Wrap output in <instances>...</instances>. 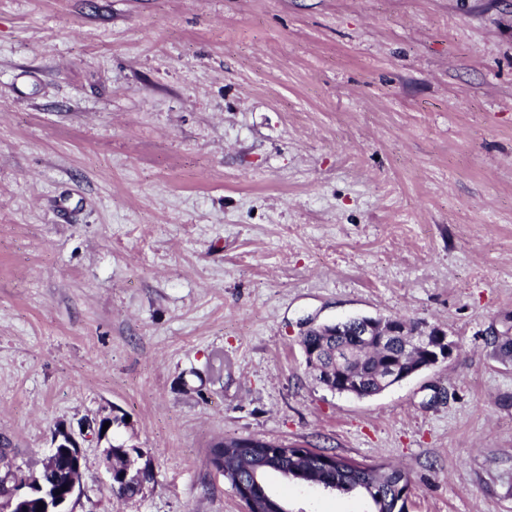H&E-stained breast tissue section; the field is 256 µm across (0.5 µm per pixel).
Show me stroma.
<instances>
[{
	"mask_svg": "<svg viewBox=\"0 0 512 512\" xmlns=\"http://www.w3.org/2000/svg\"><path fill=\"white\" fill-rule=\"evenodd\" d=\"M358 315L453 353L315 387L302 324ZM511 327L512 0H0V450L72 433V512H243L211 463L241 437L400 468L407 512H512ZM111 445L155 483L111 495ZM440 327H421V331L412 338V345L418 353L419 364L409 370L401 369L397 364L389 366L385 377L379 381V392L399 384L425 369H429L447 360L453 352V342Z\"/></svg>",
	"mask_w": 512,
	"mask_h": 512,
	"instance_id": "1",
	"label": "stroma"
}]
</instances>
